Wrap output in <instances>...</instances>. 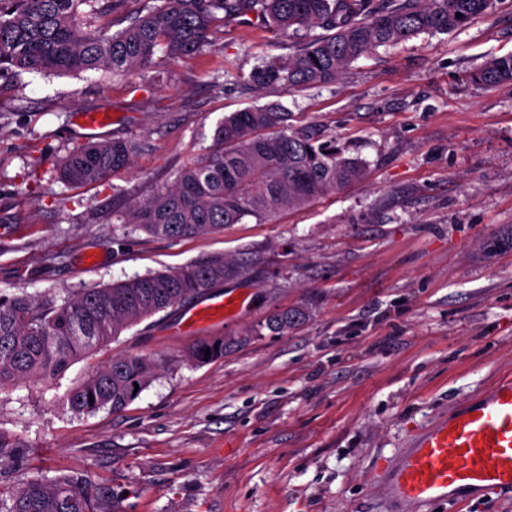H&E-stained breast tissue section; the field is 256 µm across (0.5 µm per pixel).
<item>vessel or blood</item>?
Listing matches in <instances>:
<instances>
[{"mask_svg": "<svg viewBox=\"0 0 512 512\" xmlns=\"http://www.w3.org/2000/svg\"><path fill=\"white\" fill-rule=\"evenodd\" d=\"M241 304L232 296L198 303L184 310L176 331L191 335L221 324ZM382 483L416 512L437 500L459 505L512 490V375L418 435L396 464L384 467Z\"/></svg>", "mask_w": 512, "mask_h": 512, "instance_id": "obj_1", "label": "vessel or blood"}]
</instances>
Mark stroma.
<instances>
[{"instance_id": "obj_1", "label": "stroma", "mask_w": 512, "mask_h": 512, "mask_svg": "<svg viewBox=\"0 0 512 512\" xmlns=\"http://www.w3.org/2000/svg\"><path fill=\"white\" fill-rule=\"evenodd\" d=\"M305 38L237 19L197 56L160 53L126 78L0 77V294L60 300L219 255L243 271L215 294L244 300L202 334L232 341L223 359H189L202 336L173 334L180 314L167 310L53 386L0 390V432L25 445L0 458V485L78 473L109 512H412L383 491L381 467L512 373V249L493 246L512 229V84L466 80L512 55V0L377 48L333 84L254 90L249 74ZM271 102L365 161L367 180L220 233L168 240L124 223L132 200L208 150L224 115ZM99 110L111 126H78ZM115 137L137 145L127 169L59 181L74 145ZM294 307L302 324L268 329ZM121 354L154 360V380L124 410L74 413L65 393Z\"/></svg>"}]
</instances>
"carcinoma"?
Returning a JSON list of instances; mask_svg holds the SVG:
<instances>
[{
  "instance_id": "obj_1",
  "label": "carcinoma",
  "mask_w": 512,
  "mask_h": 512,
  "mask_svg": "<svg viewBox=\"0 0 512 512\" xmlns=\"http://www.w3.org/2000/svg\"><path fill=\"white\" fill-rule=\"evenodd\" d=\"M98 0H0V75L19 71L73 76L107 71L127 77L155 63L158 51L171 59L211 45L224 23L252 17L266 29L322 30L288 59H271L248 81L263 88L301 89L341 78L369 51L422 33L452 31L489 15L496 0H161L112 33L91 29L78 8ZM485 87L512 83V56L495 57L469 75ZM315 126L290 123L278 103L253 106L221 120L212 147L184 165L174 182L133 202L124 223L171 240L220 232L251 217L258 223L279 210L311 202L360 184L367 165L322 141ZM135 146L124 138L88 141L59 163L68 187L93 184L128 167ZM239 267L215 256L104 287L87 288L62 303L22 293L0 296V388L45 381L72 363L112 343L125 330L156 313L203 298ZM302 308L278 312L267 327L284 332L301 324ZM232 342L203 339L189 351L197 363L224 358ZM210 357H205V351ZM156 364L123 355L88 373L70 388L72 411H114L134 402L155 376ZM139 390H134V386ZM105 493H93L78 474L34 476L9 491L0 489V512H103Z\"/></svg>"
}]
</instances>
